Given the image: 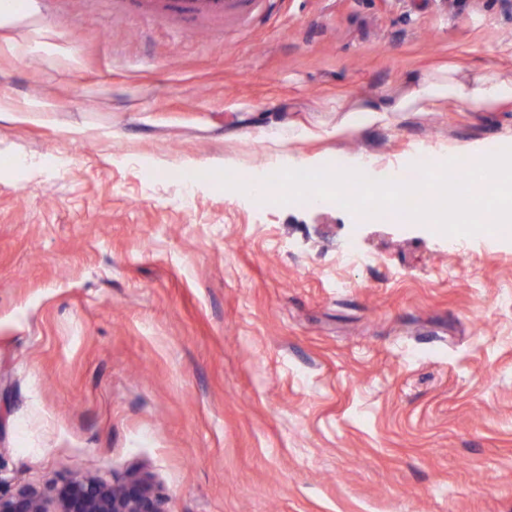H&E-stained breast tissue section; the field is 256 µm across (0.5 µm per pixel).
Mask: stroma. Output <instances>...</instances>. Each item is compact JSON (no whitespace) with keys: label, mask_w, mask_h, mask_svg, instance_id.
Returning a JSON list of instances; mask_svg holds the SVG:
<instances>
[{"label":"stroma","mask_w":512,"mask_h":512,"mask_svg":"<svg viewBox=\"0 0 512 512\" xmlns=\"http://www.w3.org/2000/svg\"><path fill=\"white\" fill-rule=\"evenodd\" d=\"M450 62L512 70V0L0 18V493L137 471L165 512H512V243L175 177L512 140V107L337 136Z\"/></svg>","instance_id":"1"}]
</instances>
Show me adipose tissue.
I'll list each match as a JSON object with an SVG mask.
<instances>
[{
  "label": "adipose tissue",
  "mask_w": 512,
  "mask_h": 512,
  "mask_svg": "<svg viewBox=\"0 0 512 512\" xmlns=\"http://www.w3.org/2000/svg\"><path fill=\"white\" fill-rule=\"evenodd\" d=\"M511 104L512 72L489 65L464 76L452 65L446 74L415 79L398 99L356 107L351 126L355 129L374 126L390 112H433L443 105L493 111Z\"/></svg>",
  "instance_id": "1"
}]
</instances>
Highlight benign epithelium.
Wrapping results in <instances>:
<instances>
[{"mask_svg":"<svg viewBox=\"0 0 512 512\" xmlns=\"http://www.w3.org/2000/svg\"><path fill=\"white\" fill-rule=\"evenodd\" d=\"M0 512H164L150 480L134 471L124 483L77 478L55 496L23 489L0 495Z\"/></svg>","mask_w":512,"mask_h":512,"instance_id":"1","label":"benign epithelium"}]
</instances>
